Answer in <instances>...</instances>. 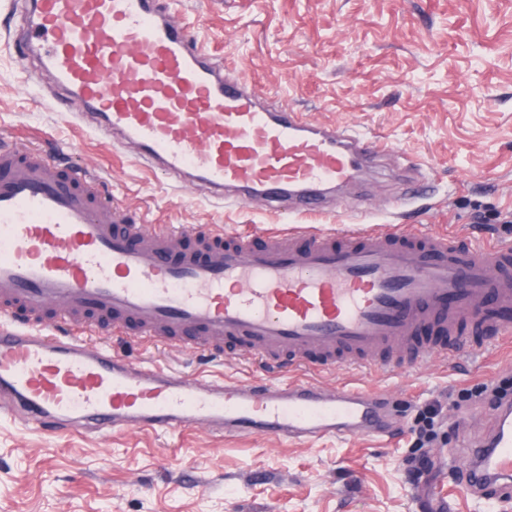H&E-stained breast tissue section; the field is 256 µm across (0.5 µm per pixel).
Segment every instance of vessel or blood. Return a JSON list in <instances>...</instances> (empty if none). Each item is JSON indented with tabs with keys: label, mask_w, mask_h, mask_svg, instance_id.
<instances>
[{
	"label": "vessel or blood",
	"mask_w": 512,
	"mask_h": 512,
	"mask_svg": "<svg viewBox=\"0 0 512 512\" xmlns=\"http://www.w3.org/2000/svg\"><path fill=\"white\" fill-rule=\"evenodd\" d=\"M22 63L50 70L66 106L127 141L154 171L200 182L228 204L258 197L282 214L325 209L386 148L348 127L265 105L226 77L160 0H19ZM147 225L101 198L89 171L0 142V411L43 430H185L310 440L384 435L376 394L312 382L204 383L91 348L82 330L227 344L266 371L453 355L458 323L480 318L512 339V243L350 226L257 239ZM65 326L64 336L47 326ZM435 335L418 339L421 326ZM465 488L497 499L512 484V404L491 439L464 450Z\"/></svg>",
	"instance_id": "b4317fda"
}]
</instances>
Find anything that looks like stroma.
<instances>
[{
	"label": "stroma",
	"mask_w": 512,
	"mask_h": 512,
	"mask_svg": "<svg viewBox=\"0 0 512 512\" xmlns=\"http://www.w3.org/2000/svg\"><path fill=\"white\" fill-rule=\"evenodd\" d=\"M226 76L249 78L269 102L315 122L349 125L387 145L379 172L337 191L325 213L286 216L266 204L227 206L152 172L130 148L80 128L25 70L0 0V141L33 144L92 171L114 207L153 225L228 232L336 231L361 220L402 231L451 234L483 247L512 241V0H167ZM432 187L418 197L396 175L406 161ZM122 356L191 377H262L237 350L197 357L179 342L97 335ZM285 380L383 395L389 436L309 442L263 434L175 433L55 437L0 413V512H512L464 493V431L487 434L495 387H512V345L479 338L450 357L407 358L369 369L292 370ZM431 419L429 442L418 431ZM447 466L418 482L417 458Z\"/></svg>",
	"instance_id": "obj_1"
}]
</instances>
